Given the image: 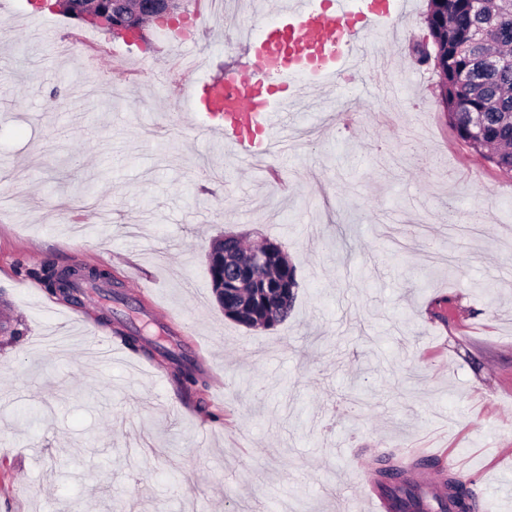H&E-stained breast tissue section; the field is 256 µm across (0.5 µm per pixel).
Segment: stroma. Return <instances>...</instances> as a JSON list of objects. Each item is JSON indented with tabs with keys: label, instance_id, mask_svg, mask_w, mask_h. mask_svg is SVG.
<instances>
[{
	"label": "stroma",
	"instance_id": "stroma-1",
	"mask_svg": "<svg viewBox=\"0 0 512 512\" xmlns=\"http://www.w3.org/2000/svg\"><path fill=\"white\" fill-rule=\"evenodd\" d=\"M208 2H185L207 19L194 40L150 24L138 43L0 0V313L22 330L0 344V512H336L423 448L481 512H512V173L457 138L410 50L428 0L366 36L389 68L339 78L271 160L221 149L161 81L177 53L199 61L188 83L249 70L240 31L282 0L220 20ZM227 232L297 269L275 329L216 300L206 253ZM47 262L113 273L103 293L190 353L197 385L127 348L110 308L28 276Z\"/></svg>",
	"mask_w": 512,
	"mask_h": 512
}]
</instances>
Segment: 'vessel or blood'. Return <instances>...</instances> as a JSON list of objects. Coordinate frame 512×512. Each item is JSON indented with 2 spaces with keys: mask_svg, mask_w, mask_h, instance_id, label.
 <instances>
[{
  "mask_svg": "<svg viewBox=\"0 0 512 512\" xmlns=\"http://www.w3.org/2000/svg\"><path fill=\"white\" fill-rule=\"evenodd\" d=\"M392 19L388 0H285L278 21L248 39L254 68L203 85L190 103L198 113L220 117L215 130L233 152L271 155L288 140L301 104L316 90L370 66L358 39Z\"/></svg>",
  "mask_w": 512,
  "mask_h": 512,
  "instance_id": "obj_1",
  "label": "vessel or blood"
}]
</instances>
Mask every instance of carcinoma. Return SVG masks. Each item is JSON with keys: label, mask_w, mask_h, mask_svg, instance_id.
I'll return each instance as SVG.
<instances>
[{"label": "carcinoma", "mask_w": 512, "mask_h": 512, "mask_svg": "<svg viewBox=\"0 0 512 512\" xmlns=\"http://www.w3.org/2000/svg\"><path fill=\"white\" fill-rule=\"evenodd\" d=\"M429 45L440 75V99L457 137L497 169L512 172V0H428ZM274 275L285 293L262 310L265 328L283 322L299 287L296 268ZM439 512L454 507L461 481L448 482Z\"/></svg>", "instance_id": "carcinoma-1"}]
</instances>
